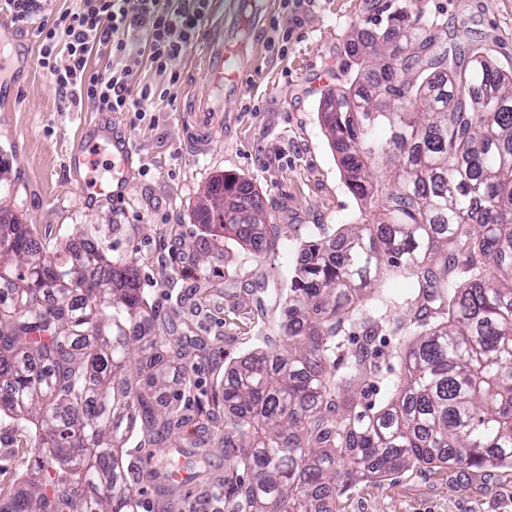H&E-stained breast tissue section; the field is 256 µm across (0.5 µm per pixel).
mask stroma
I'll return each instance as SVG.
<instances>
[{
	"mask_svg": "<svg viewBox=\"0 0 512 512\" xmlns=\"http://www.w3.org/2000/svg\"><path fill=\"white\" fill-rule=\"evenodd\" d=\"M441 11L449 41L477 37L499 63L512 62V0H424ZM361 19L358 0H274L254 76L224 106V135L206 154L182 137L185 92L209 87L199 46L174 59L150 113L100 112L90 100L71 105L38 65L35 28L16 33L0 12V36L28 46L27 70L0 90V206L30 225L48 251L88 238L109 256L135 259L144 296L178 332L208 341L197 359L198 395L210 398L227 368L279 344L288 279L301 243L362 221L364 207L346 185L320 120V100L342 84L344 45ZM128 140L131 164L122 204H85L80 177L66 159L99 129ZM219 175L250 181L269 223L282 227L274 252L205 230L195 204ZM205 478L175 512H221L224 450H208ZM336 512H512V466L448 465L399 472L356 485Z\"/></svg>",
	"mask_w": 512,
	"mask_h": 512,
	"instance_id": "obj_1",
	"label": "stroma"
}]
</instances>
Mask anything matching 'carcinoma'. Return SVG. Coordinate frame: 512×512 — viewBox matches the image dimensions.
Instances as JSON below:
<instances>
[{
    "mask_svg": "<svg viewBox=\"0 0 512 512\" xmlns=\"http://www.w3.org/2000/svg\"><path fill=\"white\" fill-rule=\"evenodd\" d=\"M369 4L345 53L373 78L338 90L337 112L334 95L320 102L369 218L301 246L286 336L232 366L216 399L191 396L206 343L159 331L133 260L90 240L51 254L0 209V430L34 453L0 486V512H139L128 442L159 449L154 476L189 448L203 469V420L221 407L224 512H335L392 472L512 464V66L476 41L448 45L419 0ZM195 210L256 254L280 237L239 177L212 179ZM390 271L412 288L382 287ZM179 491L159 486L163 512Z\"/></svg>",
    "mask_w": 512,
    "mask_h": 512,
    "instance_id": "carcinoma-1",
    "label": "carcinoma"
}]
</instances>
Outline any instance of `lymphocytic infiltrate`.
<instances>
[{"label": "lymphocytic infiltrate", "instance_id": "1", "mask_svg": "<svg viewBox=\"0 0 512 512\" xmlns=\"http://www.w3.org/2000/svg\"><path fill=\"white\" fill-rule=\"evenodd\" d=\"M52 0H0L17 31L36 25L38 63L69 101L95 103L101 112L145 114L171 60L193 45L206 18V0H76L44 20ZM107 55L103 72L90 71L91 55ZM156 78H141L142 61Z\"/></svg>", "mask_w": 512, "mask_h": 512}]
</instances>
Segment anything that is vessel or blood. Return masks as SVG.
Returning a JSON list of instances; mask_svg holds the SVG:
<instances>
[{
  "instance_id": "vessel-or-blood-1",
  "label": "vessel or blood",
  "mask_w": 512,
  "mask_h": 512,
  "mask_svg": "<svg viewBox=\"0 0 512 512\" xmlns=\"http://www.w3.org/2000/svg\"><path fill=\"white\" fill-rule=\"evenodd\" d=\"M269 10L268 0H208L201 59L209 92L201 97L188 98L180 113L181 128L192 151H208L222 134L224 95L240 93L248 85L253 71L251 59L238 42L241 24L246 19L259 21ZM102 150V145L94 141L68 159L70 166L86 171L81 191L89 203L101 197H109L116 202L124 197L129 147L124 143L113 144L110 158L112 179L108 182L101 181L99 175Z\"/></svg>"
}]
</instances>
